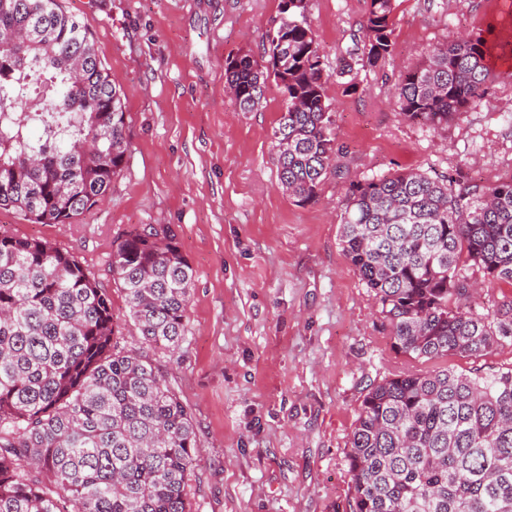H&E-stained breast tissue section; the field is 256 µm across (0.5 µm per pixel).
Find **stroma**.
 <instances>
[{"label": "stroma", "instance_id": "35a3bbf8", "mask_svg": "<svg viewBox=\"0 0 512 512\" xmlns=\"http://www.w3.org/2000/svg\"><path fill=\"white\" fill-rule=\"evenodd\" d=\"M93 39L124 94L125 167L108 198L69 224L0 209V228L74 255L112 299L130 348L141 342L112 273L127 232L171 227L194 270L185 340L161 356L193 413V512H349L346 452L369 384L398 373L512 369V342L482 357L396 353L375 292L344 254L348 177L414 170L512 177V57L476 104L435 130L404 118V72L455 33L512 41V0H395V51L357 92L329 81L336 158L316 203L278 186L273 131L285 100L267 82L250 112L225 87L228 56L263 59L281 0H59ZM368 0H308L326 73L359 43Z\"/></svg>", "mask_w": 512, "mask_h": 512}]
</instances>
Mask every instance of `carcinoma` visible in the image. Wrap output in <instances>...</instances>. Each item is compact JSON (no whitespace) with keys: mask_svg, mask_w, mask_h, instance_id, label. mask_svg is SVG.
Segmentation results:
<instances>
[{"mask_svg":"<svg viewBox=\"0 0 512 512\" xmlns=\"http://www.w3.org/2000/svg\"><path fill=\"white\" fill-rule=\"evenodd\" d=\"M293 0L266 36L268 65L227 59L241 112L274 79L280 188L318 200L335 120L318 35ZM394 0H370L360 47L333 76L395 49ZM481 34L433 48L400 76L401 114L439 128L480 100L495 50ZM37 135H32V131ZM123 93L84 26L58 0H0V209L69 224L103 201L125 165ZM342 250L379 297L393 345L417 359L480 357L512 340V304L480 313L467 271L512 283V180L461 170L351 179ZM112 272L137 335L171 353L185 339L194 271L169 228L115 244ZM193 416L144 350L118 340L112 300L69 252L0 232V512H192ZM349 512H512V369L395 375L366 390L346 453Z\"/></svg>","mask_w":512,"mask_h":512,"instance_id":"carcinoma-1","label":"carcinoma"}]
</instances>
